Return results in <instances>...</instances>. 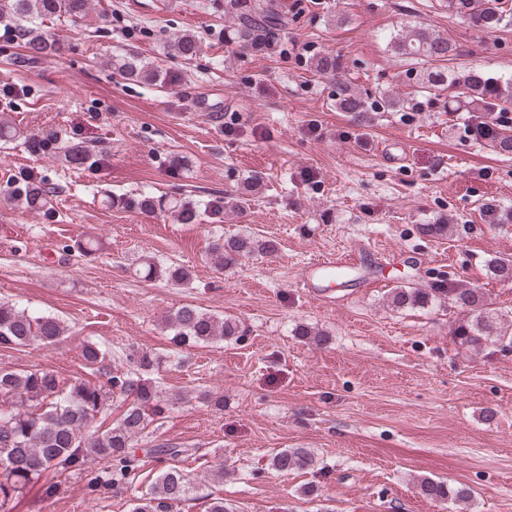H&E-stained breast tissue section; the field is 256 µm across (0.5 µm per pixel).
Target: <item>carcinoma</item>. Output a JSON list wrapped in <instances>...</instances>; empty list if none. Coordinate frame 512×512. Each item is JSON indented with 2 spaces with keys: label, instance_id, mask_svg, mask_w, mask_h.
<instances>
[{
  "label": "carcinoma",
  "instance_id": "carcinoma-1",
  "mask_svg": "<svg viewBox=\"0 0 512 512\" xmlns=\"http://www.w3.org/2000/svg\"><path fill=\"white\" fill-rule=\"evenodd\" d=\"M508 2L448 0V12L464 18L479 31L493 32L512 16ZM89 8L90 0H0V21L13 24V37L21 41L25 50L22 61L26 62L61 51L58 40L42 30L45 20L66 16L75 22ZM224 11L231 18L224 30V42L243 51L267 52L288 26L279 0H225ZM388 47L420 66L417 80L421 88L445 96L448 111L467 113L466 129L475 141L500 155L512 154V126L503 120L506 113L512 112V76H492L474 69L448 70V62L459 55L457 45L425 26L390 37ZM168 49L172 58L191 60L200 54L201 43L185 31L170 39ZM112 68L130 84L173 88L184 79L164 60H150L133 49L112 57ZM312 68L336 83L341 111L357 120L366 112H400L413 107L385 91L362 97L344 80V64L334 56L316 58ZM16 141L22 142L31 154H59L67 166L77 170L97 171L106 161V154L91 150L84 142H63L54 129L26 134L9 122L0 121V143ZM264 185L265 177L256 173L250 183L236 191L211 194L204 200L147 192L107 193L104 203L112 210L148 216L167 212L181 224H221L226 214L244 213L251 197ZM0 194L47 220L56 216L52 199L59 194V187L45 175L22 171ZM64 250L93 257L99 251V243L91 237L78 238ZM277 252V241L244 234L214 239L208 246V259L216 270L222 271L242 258L270 257ZM136 264V271L145 279L164 280L176 287H185L192 280L188 268L151 256L139 257ZM488 270L498 280L512 281V259L493 258ZM437 302L457 310L453 335L460 345L473 350L505 342L512 345V315L499 312L481 289L460 280L445 278L429 288L398 285L387 296V303L394 310L424 309ZM166 328L172 333L173 348L165 353L133 349L126 356L125 370L112 369L106 350L94 341H84L82 360L88 369L106 377L100 384L82 378L64 379L46 368L16 371L0 367V512H13L15 501L34 488L42 492V497L50 498L75 475L85 476L86 491L92 498L131 489L138 438L151 424L164 419L165 411L188 399L186 393L164 396L153 378L155 372L185 347L243 336L235 321L190 303L167 316ZM67 333V325L53 314L30 312L12 302L0 301V348L16 349L35 341L54 346L67 339ZM116 398L122 403L118 418L105 429L91 428ZM146 452L168 465L157 473L147 490L132 494L130 512H177L179 505L194 500L196 485L176 462L196 454L197 449L162 444ZM314 464V455L306 448H284L271 460L272 468L280 473L309 469ZM419 494L433 502L448 500L455 505H466L471 498L466 489L433 479L420 481Z\"/></svg>",
  "mask_w": 512,
  "mask_h": 512
}]
</instances>
